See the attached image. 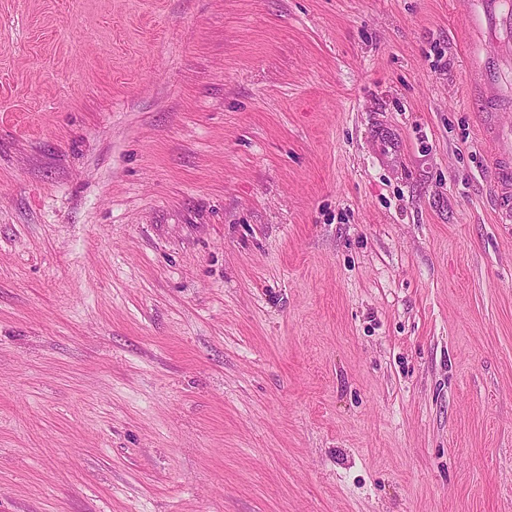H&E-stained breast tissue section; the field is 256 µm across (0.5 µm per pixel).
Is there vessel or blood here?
Listing matches in <instances>:
<instances>
[{
    "instance_id": "1",
    "label": "vessel or blood",
    "mask_w": 512,
    "mask_h": 512,
    "mask_svg": "<svg viewBox=\"0 0 512 512\" xmlns=\"http://www.w3.org/2000/svg\"><path fill=\"white\" fill-rule=\"evenodd\" d=\"M470 29L474 53L470 77L488 103L483 132L492 144L493 197L503 223L512 222V125L500 124V113L512 112V0H471Z\"/></svg>"
}]
</instances>
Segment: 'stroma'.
I'll list each match as a JSON object with an SVG mask.
<instances>
[{
    "mask_svg": "<svg viewBox=\"0 0 512 512\" xmlns=\"http://www.w3.org/2000/svg\"><path fill=\"white\" fill-rule=\"evenodd\" d=\"M468 16L0 0V512H512Z\"/></svg>",
    "mask_w": 512,
    "mask_h": 512,
    "instance_id": "obj_1",
    "label": "stroma"
}]
</instances>
